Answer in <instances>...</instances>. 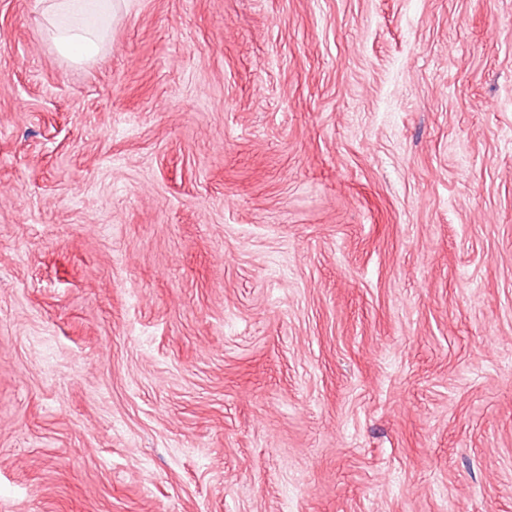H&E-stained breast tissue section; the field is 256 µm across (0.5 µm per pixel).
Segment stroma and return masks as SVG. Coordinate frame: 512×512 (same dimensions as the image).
<instances>
[{"instance_id":"35a3bbf8","label":"stroma","mask_w":512,"mask_h":512,"mask_svg":"<svg viewBox=\"0 0 512 512\" xmlns=\"http://www.w3.org/2000/svg\"><path fill=\"white\" fill-rule=\"evenodd\" d=\"M0 0V512H512V0ZM104 0H55L49 8L55 17L65 21L59 29L56 44L60 52L84 60L95 56L104 39L97 33L95 18L109 6Z\"/></svg>"}]
</instances>
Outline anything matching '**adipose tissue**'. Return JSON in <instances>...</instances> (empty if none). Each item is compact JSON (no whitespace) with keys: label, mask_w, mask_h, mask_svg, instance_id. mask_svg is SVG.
Wrapping results in <instances>:
<instances>
[{"label":"adipose tissue","mask_w":512,"mask_h":512,"mask_svg":"<svg viewBox=\"0 0 512 512\" xmlns=\"http://www.w3.org/2000/svg\"><path fill=\"white\" fill-rule=\"evenodd\" d=\"M106 7V0H52L51 13L63 21L56 38L60 52L76 60L95 56L103 36L94 20Z\"/></svg>","instance_id":"adipose-tissue-1"}]
</instances>
